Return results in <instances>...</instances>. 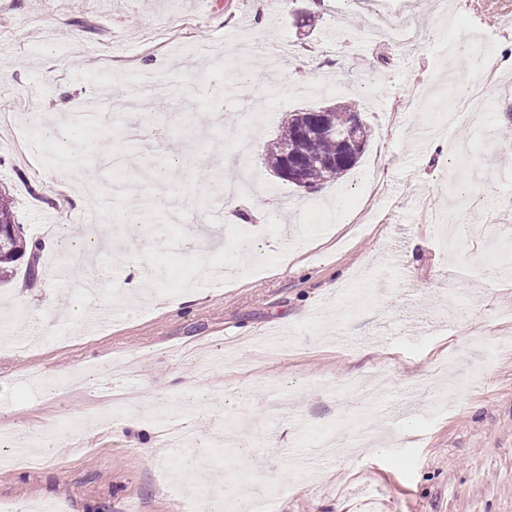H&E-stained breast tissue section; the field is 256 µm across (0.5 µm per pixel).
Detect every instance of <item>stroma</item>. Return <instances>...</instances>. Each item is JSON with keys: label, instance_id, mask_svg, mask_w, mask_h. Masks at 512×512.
I'll return each mask as SVG.
<instances>
[{"label": "stroma", "instance_id": "obj_1", "mask_svg": "<svg viewBox=\"0 0 512 512\" xmlns=\"http://www.w3.org/2000/svg\"><path fill=\"white\" fill-rule=\"evenodd\" d=\"M0 0V189L40 252L0 285V430H64L87 420V449L57 448L38 469L0 465V504L37 512H177L193 481L217 512L279 494L272 512H512V353L483 363L472 333L512 337V69L472 112L455 110L471 58L487 43L512 58L499 27L512 0ZM416 18L420 45L366 30L368 10ZM310 55L303 72L295 62ZM143 73L176 94L155 112L177 217L113 195L139 147L103 122L76 125ZM255 78L265 117L241 122L232 93ZM345 100L369 129L356 167L315 193L277 178L263 147L290 112ZM475 124L492 139L457 148ZM222 144L216 189L196 166ZM273 206L265 224L239 216ZM119 220L137 238L97 252L94 276L58 281L68 230ZM108 298H99L100 286ZM121 311L101 322L104 307ZM458 357L434 406L435 364ZM136 395L118 427L101 378ZM73 379L52 394L44 382ZM193 416L194 468L161 447L156 415Z\"/></svg>", "mask_w": 512, "mask_h": 512}]
</instances>
